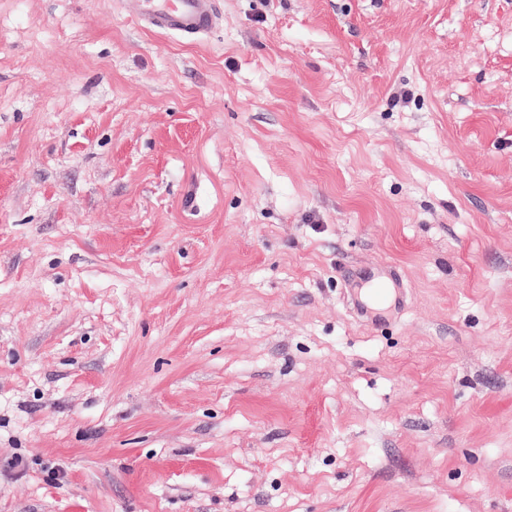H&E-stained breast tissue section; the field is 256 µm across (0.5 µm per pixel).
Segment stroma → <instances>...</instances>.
Instances as JSON below:
<instances>
[{
	"label": "stroma",
	"mask_w": 512,
	"mask_h": 512,
	"mask_svg": "<svg viewBox=\"0 0 512 512\" xmlns=\"http://www.w3.org/2000/svg\"><path fill=\"white\" fill-rule=\"evenodd\" d=\"M217 9L0 0V512H512V0ZM125 14L144 29L186 39L207 36L217 11L214 0H120ZM372 279H379L384 284H386L391 293V304L390 307L397 309L403 304V300L400 297V289H399V277L398 275L387 265H382L381 271L378 274H373L372 276H368L365 279H361L360 281H356L349 274L346 276V282L349 288H352L353 291H359L361 287V283L363 281H369Z\"/></svg>",
	"instance_id": "obj_1"
}]
</instances>
